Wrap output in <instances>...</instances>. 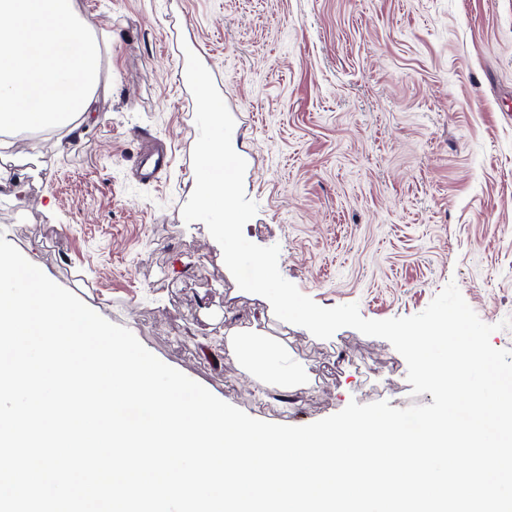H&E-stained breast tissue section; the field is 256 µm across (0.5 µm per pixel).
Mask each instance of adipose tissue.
Segmentation results:
<instances>
[{
    "label": "adipose tissue",
    "instance_id": "ef3b65f1",
    "mask_svg": "<svg viewBox=\"0 0 512 512\" xmlns=\"http://www.w3.org/2000/svg\"><path fill=\"white\" fill-rule=\"evenodd\" d=\"M102 55L75 0H0V130H51L93 116ZM227 353L261 382L301 380V366L259 329L226 330Z\"/></svg>",
    "mask_w": 512,
    "mask_h": 512
}]
</instances>
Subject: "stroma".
<instances>
[{
    "instance_id": "35a3bbf8",
    "label": "stroma",
    "mask_w": 512,
    "mask_h": 512,
    "mask_svg": "<svg viewBox=\"0 0 512 512\" xmlns=\"http://www.w3.org/2000/svg\"><path fill=\"white\" fill-rule=\"evenodd\" d=\"M77 2L111 36L99 118L0 142V234L162 362L272 423L433 402L388 341L270 317L206 225L184 222L198 130L173 35L234 115L258 206L244 235L279 246L302 293L384 320L453 282L483 322L512 317V0ZM138 130L173 157L153 184L132 175ZM231 327L282 343L305 384L250 378L224 354Z\"/></svg>"
}]
</instances>
